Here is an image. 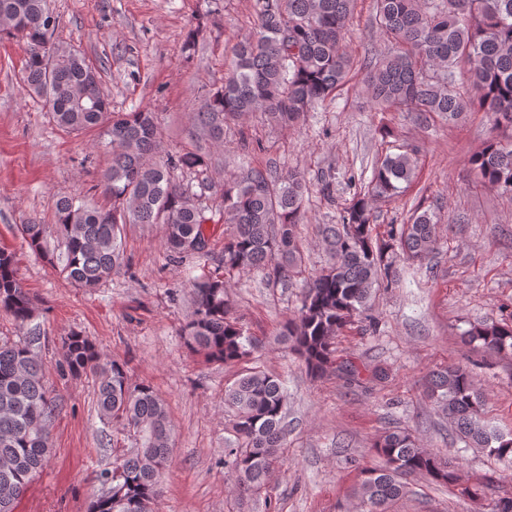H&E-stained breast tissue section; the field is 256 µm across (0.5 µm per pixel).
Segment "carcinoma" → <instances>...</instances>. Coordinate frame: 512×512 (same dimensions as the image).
I'll return each mask as SVG.
<instances>
[{
	"mask_svg": "<svg viewBox=\"0 0 512 512\" xmlns=\"http://www.w3.org/2000/svg\"><path fill=\"white\" fill-rule=\"evenodd\" d=\"M356 0H254L252 33L236 43L220 86L201 87V104L187 146L162 149L157 115L145 107L110 111L99 71L74 45L56 37L60 24L53 0H0V34L24 45L23 89L44 103L60 128H103L102 146L111 160L100 188L109 207L59 194L53 230L22 224L28 248L44 257L66 281L92 292L124 265L122 236L129 224H156L167 257L174 262L210 254L218 225L226 224L224 254L214 270L193 279L191 313L182 328L185 345L212 363L248 359L260 341L233 314L224 275L263 270L285 283L301 273L297 225L305 216V173L274 163L246 167L220 183V151L230 124L253 112L288 126L349 82L354 63L344 42ZM374 24L387 45L365 60L367 92L381 111L389 108L454 118L484 112L493 127L512 128V0H376ZM203 18L186 37L183 53L194 57ZM471 172L487 186L512 191V147L491 139L469 159ZM414 154H387L373 168L369 188L355 191L339 223L324 227L329 265L306 279L298 314L281 326L284 346L321 377L333 370L350 381L358 368L337 361L335 339L356 323L377 322L369 314L374 286L391 284L400 258L422 261L433 253L438 220L429 211L385 234L376 232L370 200L391 198L416 175ZM0 311L25 336L0 341V506L13 510L51 449L50 424L57 397L46 386L33 346L41 328L32 324L31 298L19 278L15 254L0 249ZM467 345L512 353V320L473 324L461 334ZM61 372L95 375L100 416L117 419L140 438V447L115 459L101 473L108 485L91 512H127L144 502L156 512L160 477L171 455L167 410L153 388L128 384L124 365L102 361L95 344L73 333L61 341ZM428 396L448 415L462 440L512 465V434L488 427L476 384L467 368L450 364L429 374ZM235 413V440L224 466L244 493H257L280 464L286 435L287 392L279 377L253 370L224 390ZM381 464L359 471L357 492L365 512H390L407 493V479L422 477L456 485L455 466L420 447L395 426L373 444Z\"/></svg>",
	"mask_w": 512,
	"mask_h": 512,
	"instance_id": "cac0c4a2",
	"label": "carcinoma"
}]
</instances>
